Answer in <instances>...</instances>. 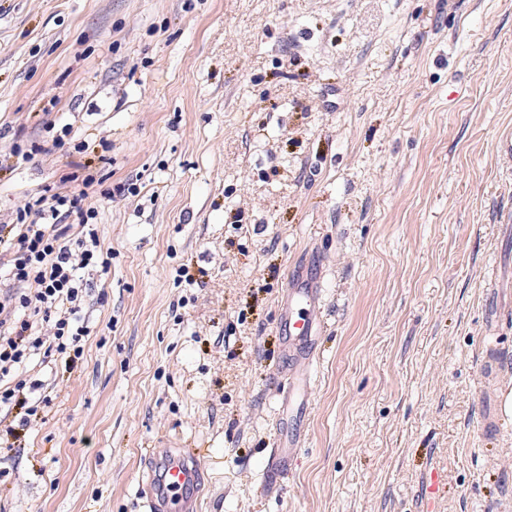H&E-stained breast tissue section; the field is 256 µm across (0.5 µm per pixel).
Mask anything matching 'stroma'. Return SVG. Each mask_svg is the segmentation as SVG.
Masks as SVG:
<instances>
[{
  "label": "stroma",
  "instance_id": "1",
  "mask_svg": "<svg viewBox=\"0 0 512 512\" xmlns=\"http://www.w3.org/2000/svg\"><path fill=\"white\" fill-rule=\"evenodd\" d=\"M92 197L78 366L0 455V512H145L140 462L192 449L200 512H512V0H0V220ZM136 183L138 195L117 193ZM323 279L306 443L264 474L282 412L278 304ZM444 492L445 486L441 476L436 471L430 472L426 478V491L422 512H434V505L443 497Z\"/></svg>",
  "mask_w": 512,
  "mask_h": 512
}]
</instances>
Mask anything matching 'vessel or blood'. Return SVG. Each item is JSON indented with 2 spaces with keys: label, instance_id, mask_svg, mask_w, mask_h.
<instances>
[{
  "label": "vessel or blood",
  "instance_id": "obj_1",
  "mask_svg": "<svg viewBox=\"0 0 512 512\" xmlns=\"http://www.w3.org/2000/svg\"><path fill=\"white\" fill-rule=\"evenodd\" d=\"M319 282L289 276L281 303L288 349L299 359L287 377L277 380L281 401L288 408L290 430L287 441H276L268 464L267 492L279 491L288 473V462L304 443L301 427L305 421L317 361L316 343L325 328ZM139 497L148 512H199L204 492L202 466L185 448H155L141 462ZM445 492L441 476L430 472L422 512H434Z\"/></svg>",
  "mask_w": 512,
  "mask_h": 512
}]
</instances>
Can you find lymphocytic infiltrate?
<instances>
[{"label": "lymphocytic infiltrate", "mask_w": 512, "mask_h": 512, "mask_svg": "<svg viewBox=\"0 0 512 512\" xmlns=\"http://www.w3.org/2000/svg\"><path fill=\"white\" fill-rule=\"evenodd\" d=\"M66 182L74 193L40 194L0 224V408L17 409L16 425L0 433V445L25 430L48 404L38 379L17 372L34 356L78 364L91 334L82 314L88 295L84 271L107 273L112 253L97 230L91 193L111 198L96 166L73 162Z\"/></svg>", "instance_id": "f902f5d3"}]
</instances>
